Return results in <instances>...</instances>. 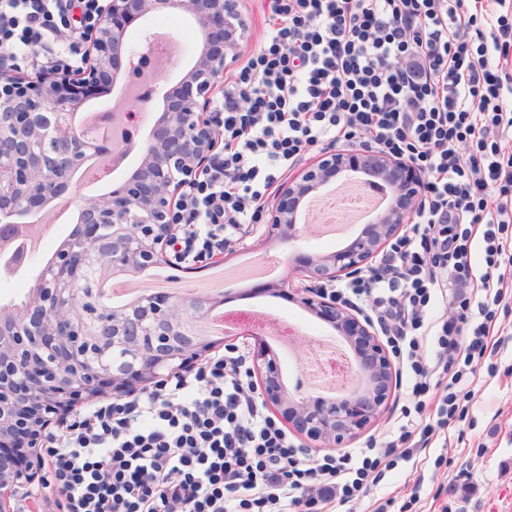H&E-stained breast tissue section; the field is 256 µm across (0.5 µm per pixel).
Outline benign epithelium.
I'll return each mask as SVG.
<instances>
[{
    "label": "benign epithelium",
    "mask_w": 512,
    "mask_h": 512,
    "mask_svg": "<svg viewBox=\"0 0 512 512\" xmlns=\"http://www.w3.org/2000/svg\"><path fill=\"white\" fill-rule=\"evenodd\" d=\"M187 14L201 30L204 48L192 69L165 93L141 161L111 193L85 200L77 224L83 233L57 252L37 274L36 289L48 301L34 309L0 307V512H7L16 485L30 479L33 454L49 415L70 411L89 397H119L144 390L159 371L192 368L213 343L189 333L207 309L193 299L143 296L132 312L97 322L89 333L77 317L88 313L87 291L75 274L86 268L101 278L131 274L170 262L176 236L175 202L200 175L222 139L213 96L224 71L240 56L247 23L238 0H109L85 66L74 74L40 72L33 77L0 70V271L15 274L26 251L15 246L26 226L16 218L43 212L48 195L70 188V172L92 141L69 122L81 106L106 94L126 70L144 61L127 32L161 9ZM349 174L384 184L392 200L349 246L298 257L314 283L361 271L416 213L425 175L406 160L372 149L329 148L297 178L283 183L269 210L268 236L283 244L300 237L304 199ZM331 324L354 353L366 384L349 395L326 398L286 388L278 356L264 337L252 340L253 371L266 404L305 441L341 448L370 427L393 390L394 363L386 347L360 319L311 290H283Z\"/></svg>",
    "instance_id": "1"
}]
</instances>
